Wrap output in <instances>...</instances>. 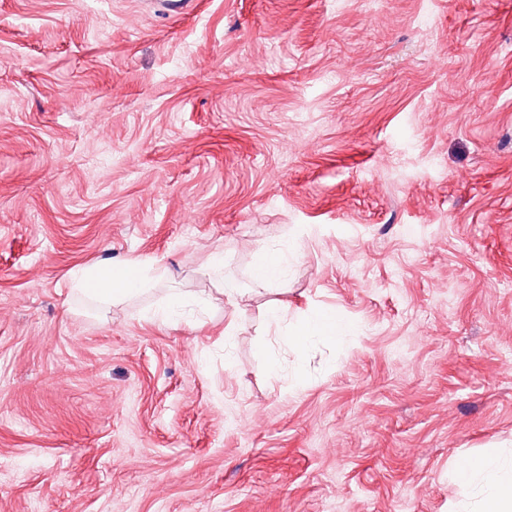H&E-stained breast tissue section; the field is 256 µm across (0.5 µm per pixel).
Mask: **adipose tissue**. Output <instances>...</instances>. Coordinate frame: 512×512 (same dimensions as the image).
<instances>
[{
    "mask_svg": "<svg viewBox=\"0 0 512 512\" xmlns=\"http://www.w3.org/2000/svg\"><path fill=\"white\" fill-rule=\"evenodd\" d=\"M155 272L138 265L96 264L71 271L70 285L101 304L111 305L156 286ZM348 329L328 311L310 315L289 336V343L307 346L317 337L346 335ZM461 481L469 484L473 502L468 512H512V452H493L483 456H463L456 462Z\"/></svg>",
    "mask_w": 512,
    "mask_h": 512,
    "instance_id": "obj_1",
    "label": "adipose tissue"
}]
</instances>
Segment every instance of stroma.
<instances>
[{
    "label": "stroma",
    "mask_w": 512,
    "mask_h": 512,
    "mask_svg": "<svg viewBox=\"0 0 512 512\" xmlns=\"http://www.w3.org/2000/svg\"><path fill=\"white\" fill-rule=\"evenodd\" d=\"M107 262L165 276L70 291ZM490 449L512 0H0V512H455ZM283 259L280 253L271 249H261L255 254L252 278L258 289L268 290L271 285L281 281ZM155 272L139 264H97L70 272V285L101 304L112 306L157 285ZM350 328L343 325L336 315L329 311H318L310 315L291 336L289 343L297 347L307 346L316 337L335 338L344 336Z\"/></svg>",
    "instance_id": "1"
}]
</instances>
